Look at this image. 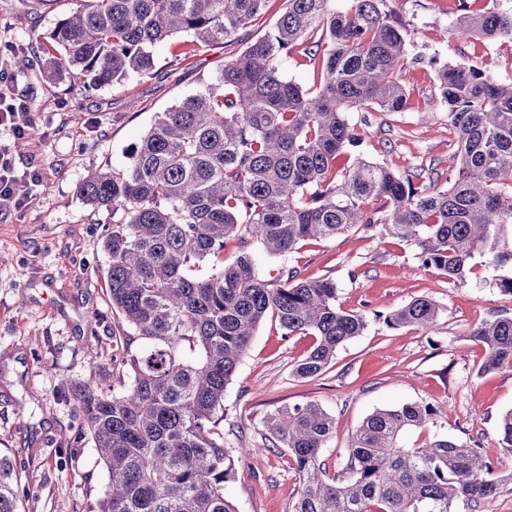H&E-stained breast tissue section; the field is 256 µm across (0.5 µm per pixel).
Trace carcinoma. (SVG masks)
Returning a JSON list of instances; mask_svg holds the SVG:
<instances>
[{"mask_svg": "<svg viewBox=\"0 0 512 512\" xmlns=\"http://www.w3.org/2000/svg\"><path fill=\"white\" fill-rule=\"evenodd\" d=\"M266 0H82L49 32L50 76L77 73L97 89L131 75L159 74L155 49L182 35L201 45L233 39L262 14ZM288 0L272 32L224 60L213 78L158 112L121 169L89 176L82 201L112 210L102 247L109 258L112 310L148 341L121 363L132 383L120 395L98 390L96 375L70 387L107 473L96 512H235L224 484L235 477L224 449V392L256 329L269 315L288 336L315 343L294 367L301 378L328 369L336 350L361 335L366 316L336 306V284L293 269L260 278L231 242H262L290 255L304 242L362 227L418 250L422 265L461 281L475 257L497 272L512 266V83L478 68L437 72L454 152L447 185L423 184L355 152L363 140L349 112H402L399 73L405 28L383 0ZM462 35L512 41V13L465 12ZM308 59L316 83L289 80L292 51ZM355 153L343 169L336 160ZM440 306L417 298L385 316L392 327L431 331ZM481 372L512 368V316L477 325ZM196 352L185 359L181 346ZM436 415L406 403L368 415L348 444L346 482L326 477L321 450L335 429L319 404L285 406L264 427L288 452L301 492L292 512H474L502 480L480 449L405 436ZM501 445L512 450V409L500 417ZM29 489L11 457L0 455V512H23Z\"/></svg>", "mask_w": 512, "mask_h": 512, "instance_id": "obj_1", "label": "carcinoma"}]
</instances>
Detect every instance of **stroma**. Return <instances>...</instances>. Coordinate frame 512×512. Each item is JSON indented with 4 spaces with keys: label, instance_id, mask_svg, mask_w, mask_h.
<instances>
[{
    "label": "stroma",
    "instance_id": "1",
    "mask_svg": "<svg viewBox=\"0 0 512 512\" xmlns=\"http://www.w3.org/2000/svg\"><path fill=\"white\" fill-rule=\"evenodd\" d=\"M461 0H387L407 29L409 63L400 81L409 95L403 112H351L363 128L360 152L394 169H423L424 181L448 172V112L437 72L474 65L493 81L512 82V42L455 34ZM75 0H0V49L11 48V86L30 106L33 126L24 149L12 150L17 172L33 173L29 205L0 213V451L8 453L30 489L26 512H95L107 482L89 433L67 400L66 383L95 375L101 391L131 383L119 358L146 345L109 301L108 258L101 244L112 213L83 203L78 186L92 173L127 165L129 154L164 111L196 92L243 42L198 47L176 40L156 49L159 77H132L84 93L75 77L51 78L46 35ZM266 280L296 269L304 278L336 284V304L365 314L368 326L341 346L321 376L293 368L312 336L284 337L265 319L224 393V447L236 475L224 495L236 512H291L300 482L285 449L262 421L283 406L316 402L335 419L322 450L330 474L346 478L347 439L374 410L404 403L437 408L411 440L435 436L478 445L506 483L492 512H512V451L499 444L498 422L512 409V369L481 373L485 350L470 332L495 316H512V295L473 261L464 280L424 267L415 247L382 237L379 227L305 243L287 256L247 249ZM427 298L442 314L422 333L392 328L385 316ZM70 453H63V446Z\"/></svg>",
    "mask_w": 512,
    "mask_h": 512
}]
</instances>
